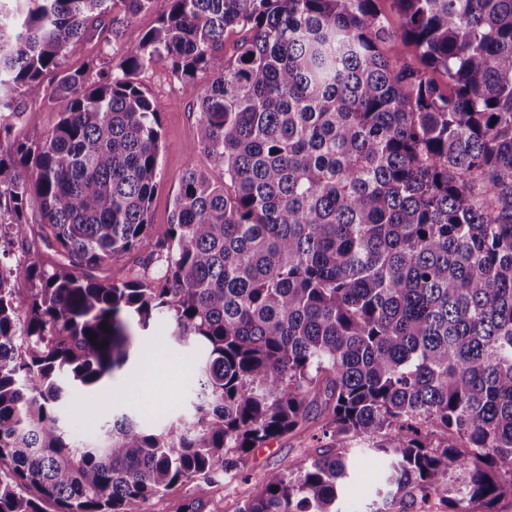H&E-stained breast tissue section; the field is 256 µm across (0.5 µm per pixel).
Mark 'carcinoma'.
Wrapping results in <instances>:
<instances>
[{
  "instance_id": "obj_1",
  "label": "carcinoma",
  "mask_w": 512,
  "mask_h": 512,
  "mask_svg": "<svg viewBox=\"0 0 512 512\" xmlns=\"http://www.w3.org/2000/svg\"><path fill=\"white\" fill-rule=\"evenodd\" d=\"M7 2L0 203L39 288L20 308L0 259V512H144L178 483L205 512L215 477L314 410L329 442L239 512H344L354 446L388 466L370 512L512 496V0H391L420 68L383 55L382 0H166L93 79L69 46L155 0ZM160 61L197 88L205 166L142 256L161 123L135 76ZM49 75L55 124L16 130ZM133 254L164 275L112 276ZM160 320L204 352L194 420L74 437L62 403L102 393Z\"/></svg>"
}]
</instances>
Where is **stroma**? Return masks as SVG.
Returning <instances> with one entry per match:
<instances>
[{"instance_id":"obj_1","label":"stroma","mask_w":512,"mask_h":512,"mask_svg":"<svg viewBox=\"0 0 512 512\" xmlns=\"http://www.w3.org/2000/svg\"><path fill=\"white\" fill-rule=\"evenodd\" d=\"M136 80L160 111L162 162L150 210L153 229L159 232L168 222L181 174L205 163L191 148L196 135V90L177 81L162 63L141 71ZM201 360L198 346L174 345L165 338L164 323H154L136 336L126 363L115 369L109 379L106 396L94 404L83 396L72 397L62 407L63 419L72 433L82 439L96 438L107 420L123 414L139 417L152 428L192 420L194 370ZM147 374L152 377L148 383L143 380ZM320 425V420L310 419L305 430L253 449L246 468L236 479H220L212 484L206 512H239L249 495L271 476L298 471L314 457L321 444L314 436ZM352 455L356 468L346 490L345 508L347 512H365L376 497L382 470L366 459L364 449H353Z\"/></svg>"}]
</instances>
